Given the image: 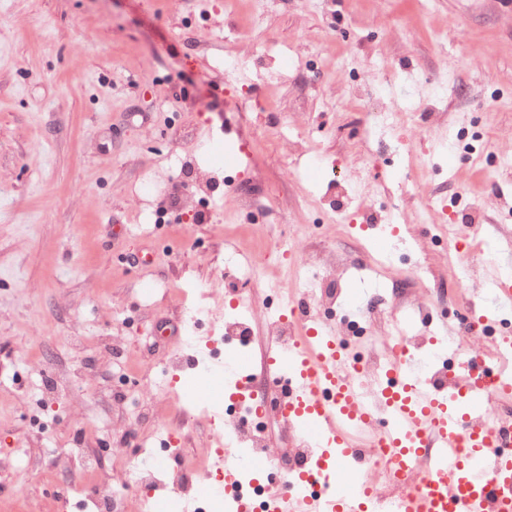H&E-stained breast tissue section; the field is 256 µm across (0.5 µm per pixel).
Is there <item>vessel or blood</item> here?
Instances as JSON below:
<instances>
[{"mask_svg": "<svg viewBox=\"0 0 512 512\" xmlns=\"http://www.w3.org/2000/svg\"><path fill=\"white\" fill-rule=\"evenodd\" d=\"M298 341L284 410L316 448L291 483L268 490L264 512H367L369 493L352 492L341 470L357 463L355 438L374 423L348 379L353 363L335 327L313 317L302 321ZM504 395H512V384L493 375L478 382L462 377L446 394L426 384L420 371L393 361L375 393L389 420L381 445L390 467L418 476L396 512H512V454L500 450L512 445V420L489 427L478 409ZM241 469L237 462L225 465L224 496L238 512H250L237 495ZM299 484L311 494L296 495Z\"/></svg>", "mask_w": 512, "mask_h": 512, "instance_id": "1", "label": "vessel or blood"}]
</instances>
